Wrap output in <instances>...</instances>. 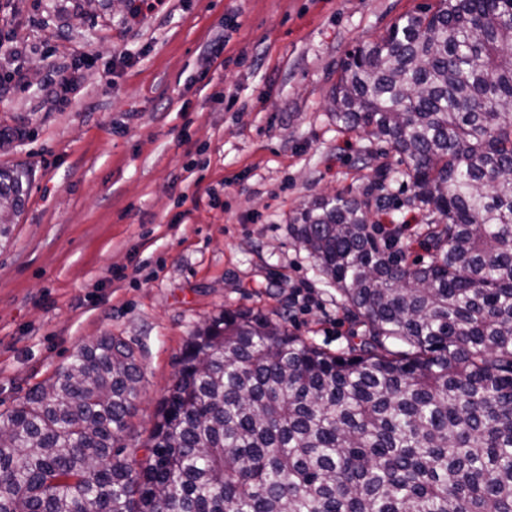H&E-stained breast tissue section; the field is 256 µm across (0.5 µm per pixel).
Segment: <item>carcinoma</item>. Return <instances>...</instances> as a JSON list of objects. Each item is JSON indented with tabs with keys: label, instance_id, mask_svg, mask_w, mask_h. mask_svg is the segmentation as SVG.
I'll return each mask as SVG.
<instances>
[{
	"label": "carcinoma",
	"instance_id": "1",
	"mask_svg": "<svg viewBox=\"0 0 512 512\" xmlns=\"http://www.w3.org/2000/svg\"><path fill=\"white\" fill-rule=\"evenodd\" d=\"M336 125L386 143L432 216L429 261L381 250L369 202L290 232L365 327L333 355L261 312L196 328L139 468L141 392L105 336L0 414V512H512V0H437L349 52ZM29 175L0 170V212Z\"/></svg>",
	"mask_w": 512,
	"mask_h": 512
}]
</instances>
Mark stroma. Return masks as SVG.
I'll return each mask as SVG.
<instances>
[{"instance_id": "stroma-1", "label": "stroma", "mask_w": 512, "mask_h": 512, "mask_svg": "<svg viewBox=\"0 0 512 512\" xmlns=\"http://www.w3.org/2000/svg\"><path fill=\"white\" fill-rule=\"evenodd\" d=\"M427 2L166 0L133 23L127 0H12L0 167L31 184L0 240V414L82 344L122 337L143 375L123 450L139 461L186 340L221 311L284 318L333 354L357 343L288 224L314 198L373 185L371 143L337 126L329 95L349 51ZM218 32L224 63L201 71ZM80 55L92 62L69 103H47L50 68ZM383 194L378 221L401 225L392 252L427 261V215L402 183Z\"/></svg>"}]
</instances>
